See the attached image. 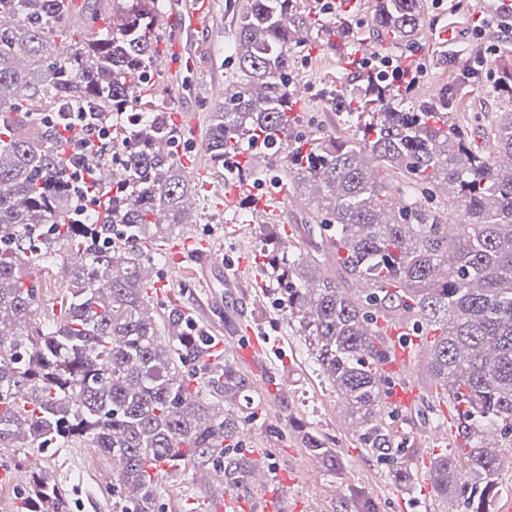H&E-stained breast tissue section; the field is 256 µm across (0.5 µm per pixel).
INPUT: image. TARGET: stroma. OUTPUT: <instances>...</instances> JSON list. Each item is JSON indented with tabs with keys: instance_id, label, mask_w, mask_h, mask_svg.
Returning <instances> with one entry per match:
<instances>
[{
	"instance_id": "stroma-1",
	"label": "stroma",
	"mask_w": 512,
	"mask_h": 512,
	"mask_svg": "<svg viewBox=\"0 0 512 512\" xmlns=\"http://www.w3.org/2000/svg\"><path fill=\"white\" fill-rule=\"evenodd\" d=\"M209 22L194 40L201 52L193 56L191 69L181 72L178 83L169 85L166 103L173 112L202 113L219 105L215 83L227 82L232 68L233 26L224 16L225 0H197ZM429 21L448 31V58L439 61L434 43L422 40L419 55L437 59L436 71L426 72L421 81L430 88L442 83L466 82L469 98L480 101L478 119L469 125L473 145L488 142L491 128L505 103L492 93L493 72L474 67L472 47L481 32L494 36L496 49L512 52V34L499 31L498 13L489 11L486 0H427ZM363 72L362 60L349 52H321L318 48L301 53L296 60L299 84L309 89L301 103V129L314 132L336 126V114L327 97L328 87L343 80H356ZM213 171L191 180L195 206L189 223L176 235L182 245L178 252L161 247L154 254L155 271L164 273L163 286L151 289L158 306H172L196 327L208 329L217 341L216 354H223L227 336L241 340L257 338L262 343L260 359L240 362L239 368L251 380V396L259 407H273L248 424L245 455L261 453L269 471L268 490L255 491L244 500L240 512H264L266 497L284 496L288 512H346L351 501L371 500L375 512H434L431 489L425 480L404 488L392 479L390 461L379 451L364 447L354 432L346 429V417L335 393L320 375L303 337L295 335L288 319L272 298V282L266 260L260 253L266 226L235 223L224 212L206 185L217 180ZM207 241L215 255L213 269L202 274V265L188 237ZM286 430L288 440L271 439L272 427ZM309 427L325 436L342 462L340 472L327 471L303 448L298 427ZM93 468H85L86 457ZM27 468L18 469L17 479L0 480V505L13 506L29 479L27 469L46 468L64 486L72 502L71 512H112V461L94 449L56 452L46 449L28 457ZM217 468L186 467L179 474L162 471L158 489L162 512H224L215 501L212 479Z\"/></svg>"
}]
</instances>
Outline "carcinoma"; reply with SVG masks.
<instances>
[{"instance_id": "1", "label": "carcinoma", "mask_w": 512, "mask_h": 512, "mask_svg": "<svg viewBox=\"0 0 512 512\" xmlns=\"http://www.w3.org/2000/svg\"><path fill=\"white\" fill-rule=\"evenodd\" d=\"M367 38L420 42L426 0H372ZM237 91L203 119L200 159L224 179L258 180L253 155L276 161L293 189L311 193L312 217L277 240L270 278L288 326L305 337L320 374L359 424L364 446L389 456L399 484L413 482L416 451L393 448L386 403L390 339L376 323L404 324L428 354L421 403L442 420L456 412L463 448L432 458L435 500L491 512L501 460L481 439L512 434V108L481 150L448 112V87L416 97L417 84L379 75L342 84L331 103L343 132L298 129L294 53L354 42L298 0H233ZM159 0H0V448L39 454L93 448L112 458L115 512H159L158 473L213 464L224 489L252 488L241 448L253 402L249 377L208 351L207 338L168 313L166 341L148 316L146 244L189 219V185L165 90L152 81L161 41ZM103 20L92 34L75 25ZM69 111L119 126L104 162L112 170L102 213L69 223L54 127ZM462 218L448 223V215ZM76 257L66 288L40 319L32 269L55 247ZM362 280L364 290L343 282ZM328 471L336 450L299 432ZM16 512H69L45 471H34Z\"/></svg>"}]
</instances>
